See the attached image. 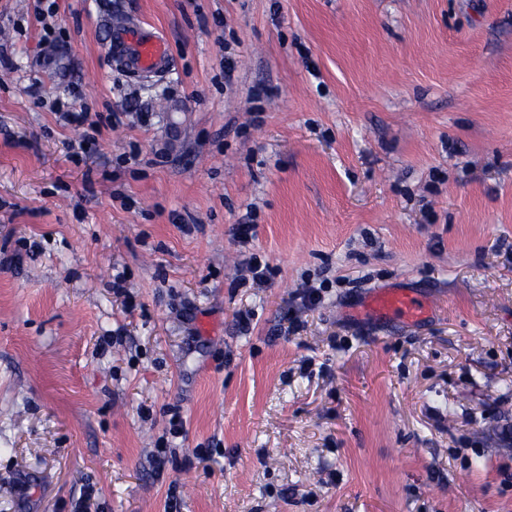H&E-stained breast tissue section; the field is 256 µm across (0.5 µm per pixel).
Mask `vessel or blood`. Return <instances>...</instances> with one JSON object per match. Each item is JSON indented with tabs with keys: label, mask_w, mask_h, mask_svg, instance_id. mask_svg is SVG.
<instances>
[{
	"label": "vessel or blood",
	"mask_w": 512,
	"mask_h": 512,
	"mask_svg": "<svg viewBox=\"0 0 512 512\" xmlns=\"http://www.w3.org/2000/svg\"><path fill=\"white\" fill-rule=\"evenodd\" d=\"M113 38L118 48V60L130 73H156L167 67L172 59L166 36L148 31L140 21L116 26ZM364 312L371 316L401 314L417 320L426 314L427 307L405 292L380 290L370 296Z\"/></svg>",
	"instance_id": "vessel-or-blood-1"
}]
</instances>
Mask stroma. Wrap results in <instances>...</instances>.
I'll list each match as a JSON object with an SVG mask.
<instances>
[{"label":"stroma","mask_w":512,"mask_h":512,"mask_svg":"<svg viewBox=\"0 0 512 512\" xmlns=\"http://www.w3.org/2000/svg\"><path fill=\"white\" fill-rule=\"evenodd\" d=\"M34 13L0 0V248L33 247L0 269V512H512V0H56L51 54ZM396 284L426 319L364 315ZM113 38L119 48L117 59L130 73H158L172 59L166 36L148 31L138 20L116 26ZM79 94L74 86L68 85L64 88L62 95L55 97L50 102V107L59 113V117L69 125L75 127H82L87 121V113L83 108L76 110L74 108L75 103L79 100Z\"/></svg>","instance_id":"stroma-1"}]
</instances>
